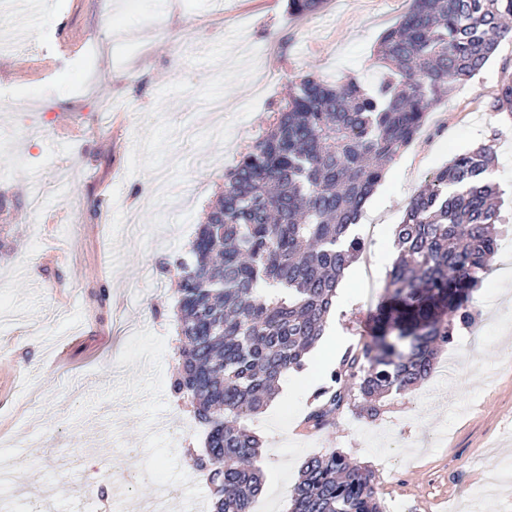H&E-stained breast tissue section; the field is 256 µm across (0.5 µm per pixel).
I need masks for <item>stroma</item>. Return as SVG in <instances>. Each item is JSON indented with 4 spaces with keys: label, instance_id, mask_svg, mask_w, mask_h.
<instances>
[{
    "label": "stroma",
    "instance_id": "stroma-1",
    "mask_svg": "<svg viewBox=\"0 0 512 512\" xmlns=\"http://www.w3.org/2000/svg\"><path fill=\"white\" fill-rule=\"evenodd\" d=\"M16 13L17 43L0 47V88L38 63L40 37L84 34L73 66L25 81L0 106V512H28L20 491L84 483L75 456L111 461L116 504L141 512L160 493L194 512L209 497L191 456L205 432L170 391L177 366V279L183 253L224 174L273 120L291 80L376 86L380 35L410 0H324L311 16L288 0H32ZM119 18L109 29L105 22ZM512 41L434 106L418 137L388 164L355 234L373 278L345 275L332 317L345 348L386 300L396 257L392 227L416 190L454 156L494 141L488 171L512 199V116L493 101ZM220 99L224 109L209 111ZM111 101V113L99 106ZM77 119L80 138L63 125ZM102 199L90 210V199ZM109 299L100 302L99 288ZM479 317L455 332L435 373L389 395L381 415L343 407L321 430L304 422L329 388L324 359L309 356L252 421L263 442L259 512H288L304 460L331 451L376 472L385 512H512V490L484 488L483 464L512 469V235L474 292Z\"/></svg>",
    "mask_w": 512,
    "mask_h": 512
}]
</instances>
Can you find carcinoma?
I'll use <instances>...</instances> for the list:
<instances>
[{"instance_id":"cac0c4a2","label":"carcinoma","mask_w":512,"mask_h":512,"mask_svg":"<svg viewBox=\"0 0 512 512\" xmlns=\"http://www.w3.org/2000/svg\"><path fill=\"white\" fill-rule=\"evenodd\" d=\"M322 0H289L308 15ZM512 0H410L378 41L387 73L372 91L355 79L313 74L290 82L266 133L224 175L184 255L178 282L179 370L173 395L206 430L196 458L211 512H250L262 491L261 441L251 420L280 382L304 366L324 335L345 271L364 249L352 234L384 178L386 162L422 131L428 112L478 74L512 38ZM493 107L512 113V73ZM495 148L451 159L407 200L392 230L397 252L374 317L372 339L347 351L317 393L310 428L327 425L357 386L359 414L429 377L442 346L476 322L471 295L491 269L509 217L504 192L483 174ZM289 512H384L371 469L339 452L308 457Z\"/></svg>"}]
</instances>
